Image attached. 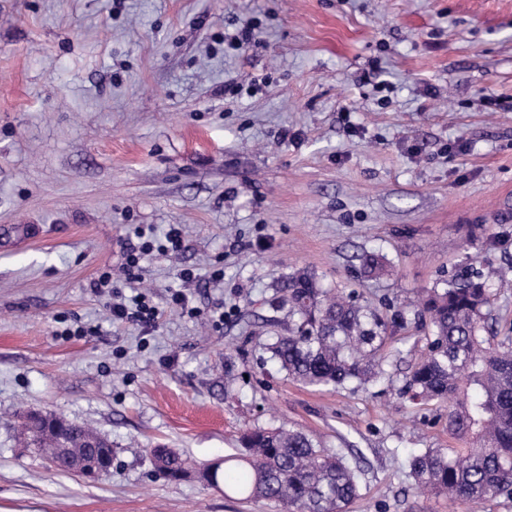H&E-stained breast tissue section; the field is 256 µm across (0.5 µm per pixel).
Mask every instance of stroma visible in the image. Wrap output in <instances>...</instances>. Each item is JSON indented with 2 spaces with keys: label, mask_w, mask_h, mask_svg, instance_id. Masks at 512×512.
I'll use <instances>...</instances> for the list:
<instances>
[{
  "label": "stroma",
  "mask_w": 512,
  "mask_h": 512,
  "mask_svg": "<svg viewBox=\"0 0 512 512\" xmlns=\"http://www.w3.org/2000/svg\"><path fill=\"white\" fill-rule=\"evenodd\" d=\"M248 21L258 44L229 49ZM171 224L178 258L129 278L126 236ZM473 255L512 274V0H0V512H282L149 455L220 462L282 426L359 461L349 512H448L398 471L448 447L445 405L306 388L268 346L295 271L404 310ZM104 271L151 292V335L108 320ZM29 409L108 437L111 475L47 470Z\"/></svg>",
  "instance_id": "stroma-1"
}]
</instances>
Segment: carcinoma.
I'll use <instances>...</instances> for the list:
<instances>
[{
	"mask_svg": "<svg viewBox=\"0 0 512 512\" xmlns=\"http://www.w3.org/2000/svg\"><path fill=\"white\" fill-rule=\"evenodd\" d=\"M361 266L370 276L386 270L383 257L366 252ZM288 335L277 337L270 352L288 376L316 388L365 389L384 379V364L401 359L391 346L387 318L349 291L323 287L303 271L284 284ZM501 292L480 262L460 265L443 288L425 290L416 314L429 321L432 335L408 364L398 394L426 406L448 402V435L462 448H422L401 463L411 486L448 499L449 512H470L491 499L512 500V336H489V321ZM22 425L24 446L53 470L66 473L67 449L90 436L96 448L85 461H112V442L97 430L70 420L52 434L49 418L29 415ZM245 452L224 465L197 467L169 448H150L156 470L172 481L196 472L211 486L245 499L282 504L287 512H348L360 496V467L323 448L294 429H253L243 435Z\"/></svg>",
	"mask_w": 512,
	"mask_h": 512,
	"instance_id": "carcinoma-1",
	"label": "carcinoma"
}]
</instances>
